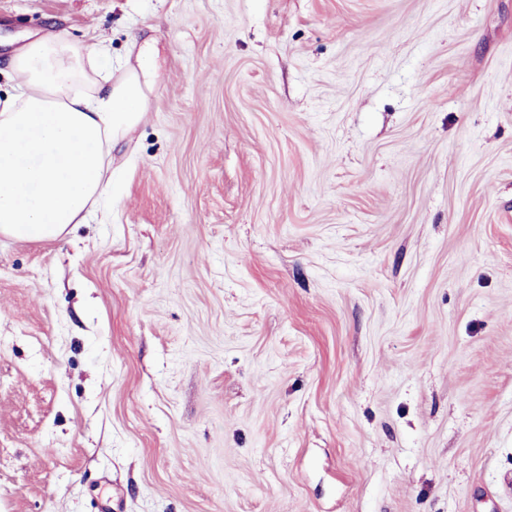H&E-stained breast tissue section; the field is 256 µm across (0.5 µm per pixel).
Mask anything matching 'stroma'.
<instances>
[{
    "label": "stroma",
    "instance_id": "stroma-1",
    "mask_svg": "<svg viewBox=\"0 0 512 512\" xmlns=\"http://www.w3.org/2000/svg\"><path fill=\"white\" fill-rule=\"evenodd\" d=\"M150 49L112 206L0 236V512H512V0H0Z\"/></svg>",
    "mask_w": 512,
    "mask_h": 512
}]
</instances>
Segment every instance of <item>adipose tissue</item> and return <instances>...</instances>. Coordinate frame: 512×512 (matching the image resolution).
Listing matches in <instances>:
<instances>
[{
    "mask_svg": "<svg viewBox=\"0 0 512 512\" xmlns=\"http://www.w3.org/2000/svg\"><path fill=\"white\" fill-rule=\"evenodd\" d=\"M0 92V235L51 241L112 197L113 144L141 120L151 61L138 51L120 79L103 41L48 32L10 60Z\"/></svg>",
    "mask_w": 512,
    "mask_h": 512,
    "instance_id": "adipose-tissue-1",
    "label": "adipose tissue"
}]
</instances>
